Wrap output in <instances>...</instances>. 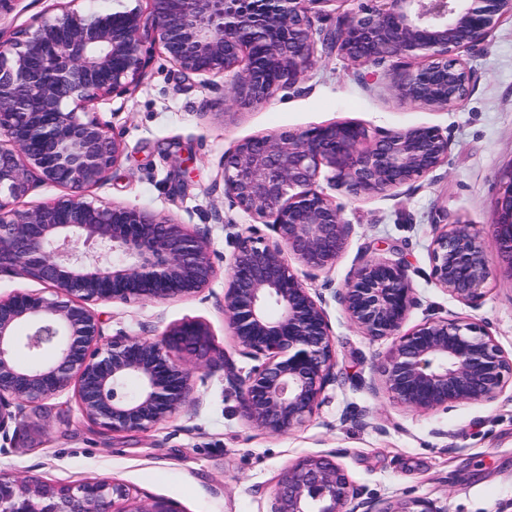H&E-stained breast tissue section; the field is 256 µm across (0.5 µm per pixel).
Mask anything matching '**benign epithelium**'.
I'll use <instances>...</instances> for the list:
<instances>
[{
  "label": "benign epithelium",
  "mask_w": 512,
  "mask_h": 512,
  "mask_svg": "<svg viewBox=\"0 0 512 512\" xmlns=\"http://www.w3.org/2000/svg\"><path fill=\"white\" fill-rule=\"evenodd\" d=\"M149 11L112 8L88 15L78 0L10 41L0 40V274L21 272L48 285L40 293L0 297V436L25 425V409L69 389L92 425L144 431L186 402L194 374L212 351L199 320L156 337L123 329L110 338L91 304L162 302L196 296L218 275L208 238L176 219L87 199L121 161V137L93 105L122 95L148 64L144 39L181 70L226 76L224 101L260 105L296 86L315 64L313 14L330 0H148ZM512 0H359L337 21L326 46L359 71L387 58L408 60L393 78L400 101L448 108L473 79L455 52L482 42ZM248 34L264 42L257 56ZM425 58L413 67L409 61ZM448 138L432 126L370 135L357 123L247 139L224 156V192L232 206L264 221L229 233L224 317L238 352L255 361L246 373L224 360L242 415L269 435L311 418L334 379L335 347L323 298L292 271L293 253L314 272L344 250L343 207L317 189L321 166L355 195L383 194L436 169ZM63 189L48 201L22 200L33 178ZM498 257L462 221L435 232L431 281L474 305L497 273L512 278V169L498 211ZM350 322L373 340H389L374 365L389 399L415 413L496 399L512 383V358L475 319H428L404 326L417 296L402 261L371 257L339 292ZM50 355L21 365L19 348ZM138 389L131 394L127 384ZM0 512H181L164 497L133 493L88 478L56 485L0 476ZM270 512H442L426 499L380 507L356 492L336 454L306 456L280 477Z\"/></svg>",
  "instance_id": "obj_1"
}]
</instances>
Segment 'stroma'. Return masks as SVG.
<instances>
[{"mask_svg": "<svg viewBox=\"0 0 512 512\" xmlns=\"http://www.w3.org/2000/svg\"><path fill=\"white\" fill-rule=\"evenodd\" d=\"M55 0H14L0 14V38L51 14ZM356 0H333L314 15L317 61L294 88L266 104L223 110V77L188 74L158 50L131 90L95 106L99 120L124 144L120 163L91 200L167 215L206 235L217 256L231 254L225 225L246 231L252 217L224 193L222 161L239 142L283 131L354 122L370 132L415 126L438 128L447 158L427 176L382 195H353L319 178L318 188L344 207L347 245L327 270L311 273L296 257L292 270L312 296L325 300L335 341V378L317 414L292 432L272 436L250 427L239 395L224 376L225 360L248 371L224 320V281L199 295L166 302H97L104 336L125 329L152 337L185 320L207 324L216 358L200 371L185 405L169 419L136 433H112L90 424L71 393L43 402L26 419L44 425L0 438V474L74 484L108 478L142 495L176 501L182 512H269L278 478L312 454H336L362 497L380 503L421 498L444 512H512V387L493 401L414 414L384 394L373 364L388 350L352 326L334 292L362 256L382 252L409 267L419 300L408 320L480 321L512 355V278L498 274L478 307L451 298L430 280L428 249L436 228L464 221L479 232L489 256L493 227L512 169V19H504L477 46L460 50L473 72L466 98L434 110L405 104L391 91L400 59L373 66V81L323 38Z\"/></svg>", "mask_w": 512, "mask_h": 512, "instance_id": "1", "label": "stroma"}]
</instances>
